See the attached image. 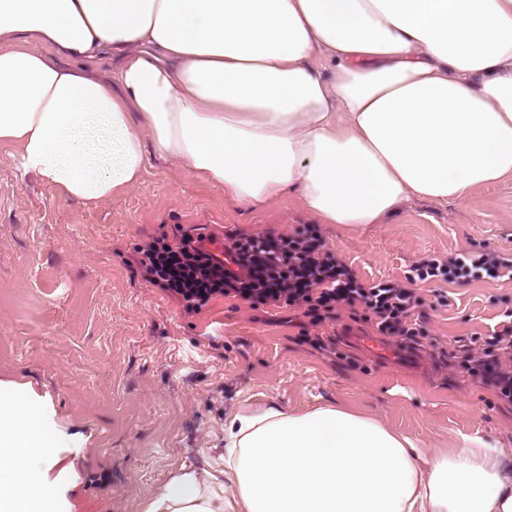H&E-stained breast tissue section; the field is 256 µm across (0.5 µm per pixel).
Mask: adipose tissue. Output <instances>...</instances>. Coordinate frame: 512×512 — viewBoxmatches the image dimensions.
Returning <instances> with one entry per match:
<instances>
[{"label":"adipose tissue","mask_w":512,"mask_h":512,"mask_svg":"<svg viewBox=\"0 0 512 512\" xmlns=\"http://www.w3.org/2000/svg\"><path fill=\"white\" fill-rule=\"evenodd\" d=\"M0 143L86 204L139 186L151 153L325 224L465 200L512 178V0H0ZM86 441L0 381V512H73L64 451ZM144 512H512V448L264 404L225 422L223 464L179 467Z\"/></svg>","instance_id":"obj_1"}]
</instances>
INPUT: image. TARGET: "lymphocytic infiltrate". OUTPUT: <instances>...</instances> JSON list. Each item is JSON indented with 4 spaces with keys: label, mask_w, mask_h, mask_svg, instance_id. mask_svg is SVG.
<instances>
[{
    "label": "lymphocytic infiltrate",
    "mask_w": 512,
    "mask_h": 512,
    "mask_svg": "<svg viewBox=\"0 0 512 512\" xmlns=\"http://www.w3.org/2000/svg\"><path fill=\"white\" fill-rule=\"evenodd\" d=\"M204 235L182 234L170 242L157 237L140 245V265L150 284L175 296L189 312L224 296L252 306L297 309L312 326L348 309L396 344L429 339L421 298L412 282L465 284L485 278L512 279V260L490 252H463L414 265L406 282L361 280L327 249L321 228L306 224L294 233H229L224 260H214ZM450 366L512 403V320L478 346L451 353Z\"/></svg>",
    "instance_id": "1"
}]
</instances>
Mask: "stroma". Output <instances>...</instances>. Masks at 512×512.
<instances>
[{
    "instance_id": "35a3bbf8",
    "label": "stroma",
    "mask_w": 512,
    "mask_h": 512,
    "mask_svg": "<svg viewBox=\"0 0 512 512\" xmlns=\"http://www.w3.org/2000/svg\"><path fill=\"white\" fill-rule=\"evenodd\" d=\"M140 187L85 206L22 179L0 146V380L49 395L57 421L89 440L76 458L83 512H143L172 470L224 454L242 407L331 403L455 447L480 434L512 448V404L448 366L455 340L487 338L512 310V279L450 286L440 305L415 283L434 346L407 368L301 340L296 311L213 299L186 312L142 276L136 247L181 232L291 234L313 223L295 198L242 208L223 188L148 159ZM328 248L366 280H404L427 257L494 250L512 257V179L465 201L412 200L384 223L325 224Z\"/></svg>"
}]
</instances>
